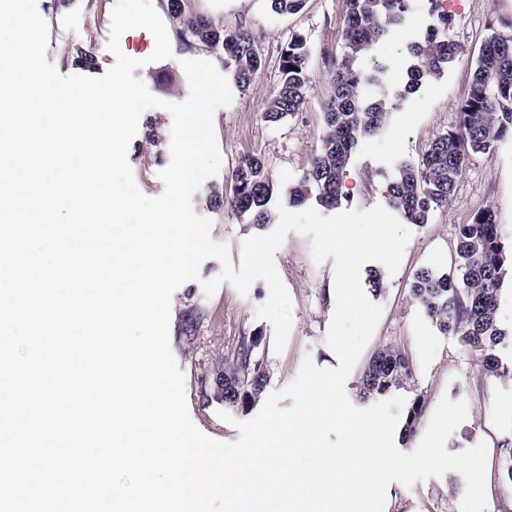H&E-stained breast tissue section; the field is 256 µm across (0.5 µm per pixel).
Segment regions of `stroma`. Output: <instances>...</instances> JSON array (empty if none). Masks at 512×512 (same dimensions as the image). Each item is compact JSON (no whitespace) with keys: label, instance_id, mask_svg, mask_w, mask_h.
Wrapping results in <instances>:
<instances>
[{"label":"stroma","instance_id":"stroma-1","mask_svg":"<svg viewBox=\"0 0 512 512\" xmlns=\"http://www.w3.org/2000/svg\"><path fill=\"white\" fill-rule=\"evenodd\" d=\"M116 0H103L101 15H94L88 0H38V9L48 25L46 58L64 76L78 69L66 61L69 45L87 42L96 58L95 76L104 75L115 63L107 48L111 11ZM195 11L224 27L245 26L257 38L262 59L260 70L246 89H232L230 105L216 110L213 127L221 154L217 174L206 178V185L227 186L237 160L246 154L264 159L275 185L287 189L301 175L320 146L323 129L322 104L331 91L332 60L341 52L342 31L348 12L347 0H305L294 15L273 14L268 0H192ZM451 24L450 39L462 49L460 57L445 74L423 83L410 98L393 102L382 133L363 141L353 154L346 171V196L341 210L364 211L384 204L386 178L395 161L417 159L436 137L456 130L458 104L469 91L472 63L491 30L512 23V0H443ZM429 20L426 0H412L402 33L379 46L364 61L371 67L384 62L389 66L392 88L405 82L407 56L405 44ZM302 37L309 51L308 96L298 112L277 126L263 119L265 103L280 81L281 56L292 37ZM122 51L144 60L135 69L155 97L181 103L190 95V84L182 61L206 59V52L174 49L170 59L149 62L155 41L143 29L127 31L120 39ZM171 160L170 141L153 144L146 127H139L128 148V161L138 189L146 196L162 194L164 185L158 174ZM197 214L211 222L210 236L225 244L233 267H240L242 245L259 235L258 226L224 212L208 209L201 194L192 197ZM492 208L508 254L512 255V141L502 142L494 151L473 156L459 182L454 199L437 210L424 226H411L401 265L395 274L383 277V288L369 292V299L382 308L375 331L349 374L346 394L354 406H361L359 384L363 371L378 350L388 345L400 347L413 363L409 384L400 388L406 401L424 395L426 407L420 429H427L442 396L466 400L467 420L446 442L448 452L456 453L479 442L488 444L487 470L496 474L505 443H512V380L482 375L478 357L453 336L441 334L409 296V283L422 267L447 271L454 266V239L458 225L470 223L481 208ZM277 272L291 301L292 328L282 351L274 349V328L257 318L256 309L269 296L264 281L251 284L240 293L232 284L222 283L213 295H205L203 281L222 271L219 260L208 258L199 267L198 279L179 287L172 297V309H179L185 294L208 313L197 341L184 345L177 334L169 341L175 360L185 376L190 418L206 436L219 442H235L240 433L237 422L253 419L257 408L233 411L232 421L219 413L224 405L202 396L200 381L206 370L231 358L239 336L256 333L260 343L258 359L269 371L268 392L287 387L297 376L304 359L320 368L338 367L335 353L326 336L335 310L334 261L315 262L310 237L291 232L274 257ZM394 504L390 512H459L465 492L463 477L454 471L441 477L416 481L407 488L391 483Z\"/></svg>","mask_w":512,"mask_h":512}]
</instances>
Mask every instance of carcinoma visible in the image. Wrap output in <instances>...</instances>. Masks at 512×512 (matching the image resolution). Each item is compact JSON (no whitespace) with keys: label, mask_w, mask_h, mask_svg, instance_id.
I'll return each instance as SVG.
<instances>
[{"label":"carcinoma","mask_w":512,"mask_h":512,"mask_svg":"<svg viewBox=\"0 0 512 512\" xmlns=\"http://www.w3.org/2000/svg\"><path fill=\"white\" fill-rule=\"evenodd\" d=\"M278 15L298 13L304 0H269ZM433 24L421 38L407 44L410 64L406 69L405 99L423 82L445 73L461 51L448 37V14L440 0H428ZM348 13L341 54L332 62L333 89L324 102L320 148L300 178L286 191L293 206L310 200L333 210L343 199V184L351 156L359 143L378 136L393 106L387 65L371 68L362 60L381 42L401 30L409 0H347ZM172 32L184 49L210 53L224 63L235 86L246 88L261 67L255 36L243 26L227 29L191 8V0H166ZM68 55L91 70L96 58L81 41L70 45ZM309 52L296 36L281 58V80L276 94L265 104L263 117L277 125L297 112L308 94ZM459 131L436 137L417 160H398L386 183L388 208L407 224L422 225L432 212L448 205L463 176L467 161L488 153L506 139L512 140V30L493 32L483 43L471 74L467 97L458 105ZM277 192L264 161L256 155L240 158L232 172L230 189L212 186L205 192L207 207L229 211L251 224L264 227L277 221L272 200ZM508 257L494 211L485 207L469 224L458 225L455 263L451 271L417 270L409 286L413 301L444 335L458 338L480 357L481 372L488 377L512 375L503 366L497 348L510 336L499 321V294ZM207 312L186 297L178 312L177 334L191 345L197 339ZM260 342L254 334L240 337L231 360L224 362V386L210 383V397L224 408L246 410L258 403L267 386L269 372L256 360ZM413 378V364L399 348L378 350L364 370L360 396L368 401L403 387ZM426 400L414 398L408 408L403 439H409L420 424ZM499 480L501 496L512 495V448L503 456Z\"/></svg>","instance_id":"carcinoma-1"}]
</instances>
